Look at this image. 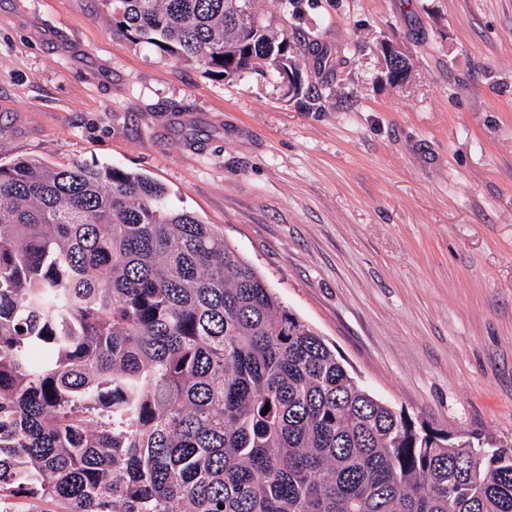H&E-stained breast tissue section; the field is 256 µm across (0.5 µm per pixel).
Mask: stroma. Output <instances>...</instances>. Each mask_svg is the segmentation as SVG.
<instances>
[{"label": "stroma", "mask_w": 512, "mask_h": 512, "mask_svg": "<svg viewBox=\"0 0 512 512\" xmlns=\"http://www.w3.org/2000/svg\"><path fill=\"white\" fill-rule=\"evenodd\" d=\"M273 28L319 99L112 32L101 0H0V164L140 172L215 224L373 395L512 445V0H301ZM410 73L389 83L380 51Z\"/></svg>", "instance_id": "stroma-1"}]
</instances>
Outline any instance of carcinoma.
Returning <instances> with one entry per match:
<instances>
[{
  "instance_id": "cac0c4a2",
  "label": "carcinoma",
  "mask_w": 512,
  "mask_h": 512,
  "mask_svg": "<svg viewBox=\"0 0 512 512\" xmlns=\"http://www.w3.org/2000/svg\"><path fill=\"white\" fill-rule=\"evenodd\" d=\"M102 2L135 45L315 100L302 42L253 0ZM4 496L43 512H512V445L377 399L149 176L23 160L0 165Z\"/></svg>"
}]
</instances>
